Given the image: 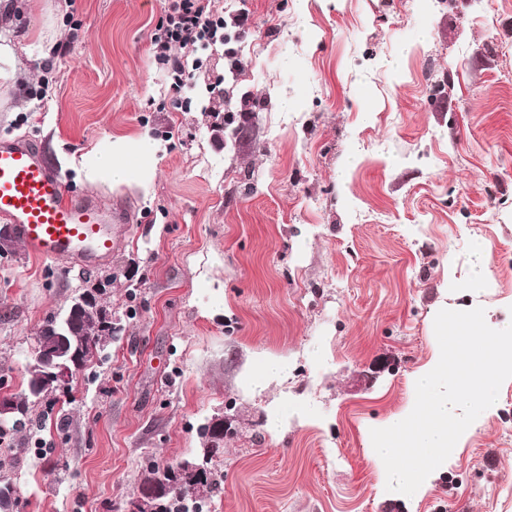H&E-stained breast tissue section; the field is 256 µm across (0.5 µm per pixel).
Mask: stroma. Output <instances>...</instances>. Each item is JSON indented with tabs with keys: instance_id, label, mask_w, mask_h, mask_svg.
I'll return each mask as SVG.
<instances>
[{
	"instance_id": "1",
	"label": "stroma",
	"mask_w": 512,
	"mask_h": 512,
	"mask_svg": "<svg viewBox=\"0 0 512 512\" xmlns=\"http://www.w3.org/2000/svg\"><path fill=\"white\" fill-rule=\"evenodd\" d=\"M52 3L50 59L40 12L17 22L28 61L0 136H33L131 222L94 268L114 275L121 330L75 376L70 426L39 403L45 450L0 446L18 512H126L145 461L196 457L217 417L209 512H512V379L420 497L386 495L370 455L438 348L440 309L512 321V0H210L249 16L238 62L217 46L179 93L151 44L167 0ZM143 135L162 156L149 195L64 162ZM85 276L0 252V394H24L42 325ZM261 354L293 370L253 390ZM472 250L474 265L466 287L471 293L478 294L488 287L490 279L489 262L484 246L481 243H474Z\"/></svg>"
}]
</instances>
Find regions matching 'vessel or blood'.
I'll return each mask as SVG.
<instances>
[{"mask_svg": "<svg viewBox=\"0 0 512 512\" xmlns=\"http://www.w3.org/2000/svg\"><path fill=\"white\" fill-rule=\"evenodd\" d=\"M0 221L31 258L91 267L111 256L112 227L128 217L70 191L40 147L16 137L0 139Z\"/></svg>", "mask_w": 512, "mask_h": 512, "instance_id": "1", "label": "vessel or blood"}]
</instances>
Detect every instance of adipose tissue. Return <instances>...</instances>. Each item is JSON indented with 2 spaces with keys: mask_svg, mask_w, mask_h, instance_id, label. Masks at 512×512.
<instances>
[{
  "mask_svg": "<svg viewBox=\"0 0 512 512\" xmlns=\"http://www.w3.org/2000/svg\"><path fill=\"white\" fill-rule=\"evenodd\" d=\"M22 6L17 0H0V89L11 91L22 72L20 45L13 35L15 18ZM159 147L146 136L115 137L94 152L70 162L77 178L88 183H105L112 189L148 188L155 175Z\"/></svg>",
  "mask_w": 512,
  "mask_h": 512,
  "instance_id": "adipose-tissue-1",
  "label": "adipose tissue"
}]
</instances>
